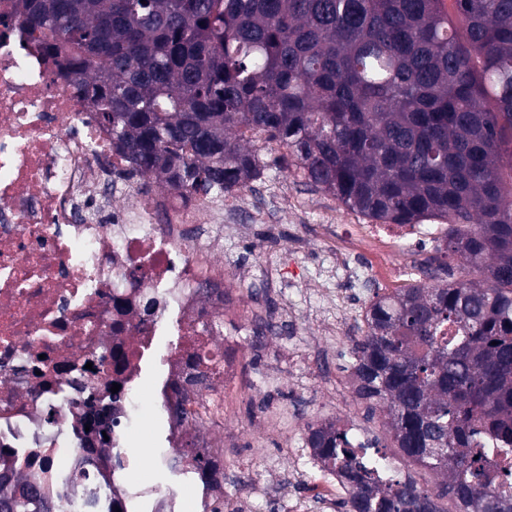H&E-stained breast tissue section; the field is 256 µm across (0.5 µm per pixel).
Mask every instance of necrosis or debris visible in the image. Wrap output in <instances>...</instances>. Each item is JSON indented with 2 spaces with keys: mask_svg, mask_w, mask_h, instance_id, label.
<instances>
[{
  "mask_svg": "<svg viewBox=\"0 0 512 512\" xmlns=\"http://www.w3.org/2000/svg\"><path fill=\"white\" fill-rule=\"evenodd\" d=\"M128 160L52 60L21 29L0 35V474L1 490L35 486L58 512L69 502L95 512L108 496L120 512H183L181 485L132 488L144 462L163 466L192 448L211 462L197 512H241L225 475L293 512L344 495L324 474L317 500L288 498L301 469L256 463L224 469L237 393L254 344L227 331L250 313L255 333L297 331L234 283L245 268L224 263L225 240L271 222L264 205L142 191L118 178ZM437 224H361L336 267L337 313L363 302L388 269L389 240L436 241ZM112 423L92 439L96 408ZM163 442L131 448L143 408Z\"/></svg>",
  "mask_w": 512,
  "mask_h": 512,
  "instance_id": "necrosis-or-debris-1",
  "label": "necrosis or debris"
}]
</instances>
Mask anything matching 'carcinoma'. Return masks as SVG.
Here are the masks:
<instances>
[{"label":"carcinoma","instance_id":"obj_1","mask_svg":"<svg viewBox=\"0 0 512 512\" xmlns=\"http://www.w3.org/2000/svg\"><path fill=\"white\" fill-rule=\"evenodd\" d=\"M9 0L112 149L209 198L266 168L247 129L313 191L381 224L448 225L447 261L375 294L351 339L357 400L409 464L445 476L378 485L339 421L308 425L342 512H512V0ZM503 454L489 459L488 446ZM194 473L208 460L181 455ZM0 512H50L30 487Z\"/></svg>","mask_w":512,"mask_h":512}]
</instances>
